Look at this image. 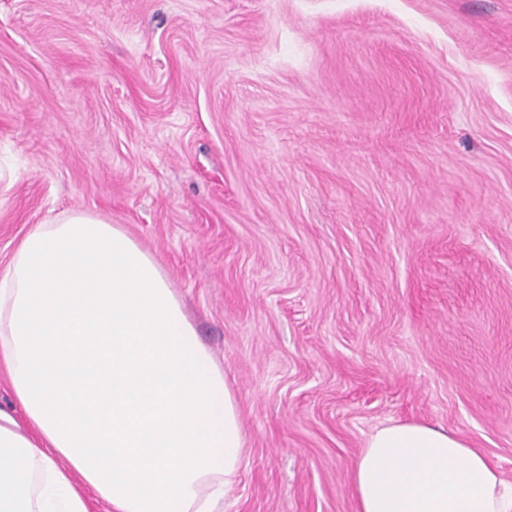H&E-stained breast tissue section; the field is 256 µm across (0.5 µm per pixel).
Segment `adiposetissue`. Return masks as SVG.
<instances>
[{
  "label": "adipose tissue",
  "instance_id": "obj_1",
  "mask_svg": "<svg viewBox=\"0 0 512 512\" xmlns=\"http://www.w3.org/2000/svg\"><path fill=\"white\" fill-rule=\"evenodd\" d=\"M0 512H216L244 458L237 400L156 260L83 211L37 225L0 270ZM356 512H512V483L447 430L372 433Z\"/></svg>",
  "mask_w": 512,
  "mask_h": 512
}]
</instances>
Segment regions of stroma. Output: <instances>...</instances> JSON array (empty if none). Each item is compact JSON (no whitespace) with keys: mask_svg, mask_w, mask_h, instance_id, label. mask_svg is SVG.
<instances>
[{"mask_svg":"<svg viewBox=\"0 0 512 512\" xmlns=\"http://www.w3.org/2000/svg\"><path fill=\"white\" fill-rule=\"evenodd\" d=\"M74 210L224 366V512H354L392 422L512 481V0H0V270Z\"/></svg>","mask_w":512,"mask_h":512,"instance_id":"stroma-1","label":"stroma"}]
</instances>
